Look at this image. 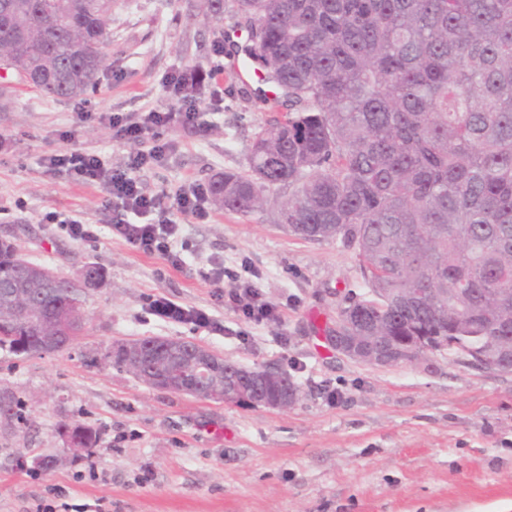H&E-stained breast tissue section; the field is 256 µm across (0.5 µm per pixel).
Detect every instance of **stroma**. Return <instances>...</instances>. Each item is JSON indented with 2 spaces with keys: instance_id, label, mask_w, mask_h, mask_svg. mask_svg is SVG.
<instances>
[{
  "instance_id": "stroma-1",
  "label": "stroma",
  "mask_w": 512,
  "mask_h": 512,
  "mask_svg": "<svg viewBox=\"0 0 512 512\" xmlns=\"http://www.w3.org/2000/svg\"><path fill=\"white\" fill-rule=\"evenodd\" d=\"M219 27L233 32L235 16L205 21L200 0H112L93 95L56 100L18 85L0 107V240L75 281L89 265L101 273L71 349H0V399L23 405L21 418L0 417V512H512V371L475 369L444 352L392 367L337 354L327 343L336 312L362 282L353 248L295 237L275 205L244 216L209 197L205 217L172 215L191 255L175 269L112 237L102 187L46 168L47 155L73 147L122 168L131 147L115 138L110 115L178 109L175 74L227 65L213 50ZM240 88L228 79L222 93L202 89V133L178 123L163 130L165 151L138 174L145 191L170 205L225 172H247L251 141L272 113ZM51 211L92 225L96 239L73 240L46 221ZM211 258L257 282L278 322H250L219 301L199 273ZM156 300L222 328L158 316ZM149 336L278 368L300 399L287 410L202 399L111 365L112 343ZM77 424L98 437L79 455L66 445Z\"/></svg>"
}]
</instances>
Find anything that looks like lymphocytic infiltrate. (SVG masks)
<instances>
[{"mask_svg": "<svg viewBox=\"0 0 512 512\" xmlns=\"http://www.w3.org/2000/svg\"><path fill=\"white\" fill-rule=\"evenodd\" d=\"M197 112L193 101H185L179 111L150 110L131 120L117 115L109 121L116 138L133 145L124 168H108L103 158L95 152L73 147L54 153L48 158L50 168H62L73 174L82 183L100 186L109 196L114 217L110 231L114 237L123 240L139 251L163 257L172 267L179 268L185 262L184 252L179 247L180 227L174 224L171 212L184 215H201L202 193L185 194L175 199L173 205H165L162 197L143 191L137 178L138 172L146 165L149 157L162 154L165 149L160 142V132L172 122L179 121L195 125ZM152 140L150 152L140 149L145 140ZM157 213L154 223L134 224L127 220V213ZM202 275L215 287V294L227 298L233 307L257 323L278 321L277 309L263 301L258 287L250 282H239L236 275L226 269L223 263L209 260Z\"/></svg>", "mask_w": 512, "mask_h": 512, "instance_id": "obj_1", "label": "lymphocytic infiltrate"}]
</instances>
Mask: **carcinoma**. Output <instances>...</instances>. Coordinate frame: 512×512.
<instances>
[{
  "mask_svg": "<svg viewBox=\"0 0 512 512\" xmlns=\"http://www.w3.org/2000/svg\"><path fill=\"white\" fill-rule=\"evenodd\" d=\"M238 17L234 54L285 113L256 133L249 173L209 189L249 215L280 187L278 223L358 251L365 291L350 335L410 350L421 337L458 359L490 348L512 367V0H201ZM112 0H0L8 72L55 99L96 91ZM0 242V348L41 354L3 291L33 263ZM422 288L425 300H396ZM78 300L62 281L40 303ZM271 403L286 387L256 383Z\"/></svg>",
  "mask_w": 512,
  "mask_h": 512,
  "instance_id": "obj_1",
  "label": "carcinoma"
}]
</instances>
